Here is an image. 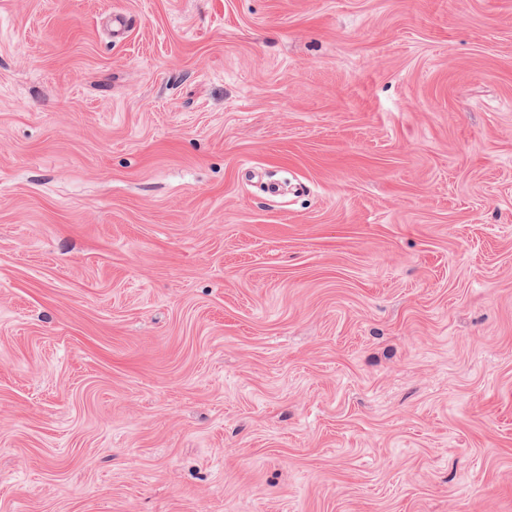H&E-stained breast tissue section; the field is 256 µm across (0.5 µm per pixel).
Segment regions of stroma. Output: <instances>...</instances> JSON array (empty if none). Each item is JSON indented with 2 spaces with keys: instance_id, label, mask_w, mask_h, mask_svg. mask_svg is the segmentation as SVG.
Returning <instances> with one entry per match:
<instances>
[{
  "instance_id": "1",
  "label": "stroma",
  "mask_w": 512,
  "mask_h": 512,
  "mask_svg": "<svg viewBox=\"0 0 512 512\" xmlns=\"http://www.w3.org/2000/svg\"><path fill=\"white\" fill-rule=\"evenodd\" d=\"M0 512H512V0H0Z\"/></svg>"
}]
</instances>
